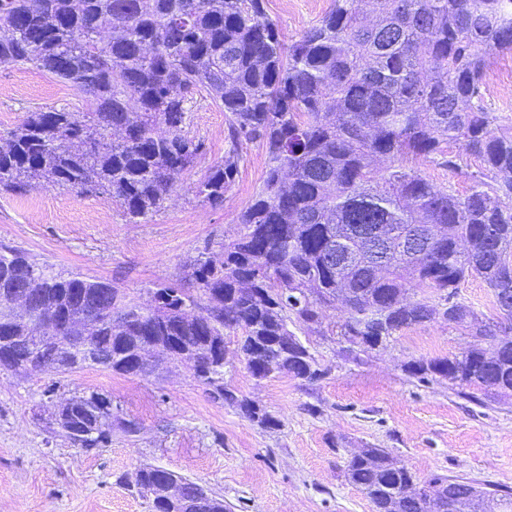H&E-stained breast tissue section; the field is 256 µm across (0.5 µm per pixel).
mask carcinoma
Returning <instances> with one entry per match:
<instances>
[{
    "instance_id": "cac0c4a2",
    "label": "carcinoma",
    "mask_w": 512,
    "mask_h": 512,
    "mask_svg": "<svg viewBox=\"0 0 512 512\" xmlns=\"http://www.w3.org/2000/svg\"><path fill=\"white\" fill-rule=\"evenodd\" d=\"M512 51V0H333L332 9L290 45L266 16L264 0H0V64L30 65L77 87L88 110L49 107L25 113L0 146V191L19 193L29 180L81 193L102 192L136 223L154 215L182 173L206 153L183 133L196 95L205 91L230 115L224 163L198 183L197 197L224 203L240 162V146L259 140L269 167L264 185L241 215L239 237L207 241L190 261L193 288L159 285L156 294L183 306L189 321L135 309L112 283L80 272L63 274L0 243V367L36 370L60 362L61 372L97 367L143 376L135 350L149 336H171L175 355L205 347L207 337L241 332L237 349L256 378H267L260 350L292 336L288 321L318 320V306L341 303L345 341L359 334L366 350L435 319V300L450 304L448 325L490 341L454 357L418 360L406 371L421 382L444 379L484 396L512 394V338H496L458 300L466 278L482 279L493 304L512 322V134L482 87L497 52ZM458 144L480 158L491 180L458 197L416 168ZM391 235L383 262L370 253L374 233ZM44 289L41 306L58 312L60 334L76 314L92 323L86 335L103 359L79 346L59 352L47 340L25 344L9 318L17 287ZM434 297L415 299L418 291ZM371 307L382 319L359 333ZM308 347L295 339L280 370L304 377L294 361ZM198 381L224 392V357L209 358ZM251 421H278L241 399ZM113 414L84 448L112 439ZM167 469L144 466L136 492L150 512H196L191 504L153 497ZM349 483L374 512H424L395 501L396 485L435 497L443 512L451 495L485 499L512 512V496L463 478L420 485L380 448H367L346 467Z\"/></svg>"
}]
</instances>
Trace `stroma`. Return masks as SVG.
I'll return each instance as SVG.
<instances>
[{"label": "stroma", "instance_id": "35a3bbf8", "mask_svg": "<svg viewBox=\"0 0 512 512\" xmlns=\"http://www.w3.org/2000/svg\"><path fill=\"white\" fill-rule=\"evenodd\" d=\"M332 6L333 0H265L288 43ZM511 65L512 51L495 53L483 85L504 132L512 130V91L502 86ZM51 106L82 112L88 103L47 72L0 65L1 133L25 112ZM228 120L223 108L198 97L184 132L204 140L207 153L148 221L130 223L109 195L36 181L25 194L0 193V242L56 271L111 282L141 306L150 304L158 283L190 286L188 264L197 248L238 237L240 215L268 168L265 146L244 143L223 206L199 201L197 183L224 160ZM448 150L461 154L455 144ZM461 156L453 171L432 160L418 168L462 196L484 166L476 156ZM345 317L340 306L328 305L319 323L295 330L323 372L312 384L285 374L253 377L235 335L225 336V386L271 414L278 422L273 429L215 397L183 365L163 364L147 377L90 367L33 374L0 368V512H149L132 485L137 470L150 464L202 485L228 512H373L344 476L347 461L364 448L384 449L421 482L459 476L512 492V396L481 405L445 380L423 383L406 371L414 360L460 354L473 338L438 320L354 354L338 330ZM93 391L109 395L138 432L113 430L111 443L92 450L74 445L51 416L66 400Z\"/></svg>", "mask_w": 512, "mask_h": 512}]
</instances>
